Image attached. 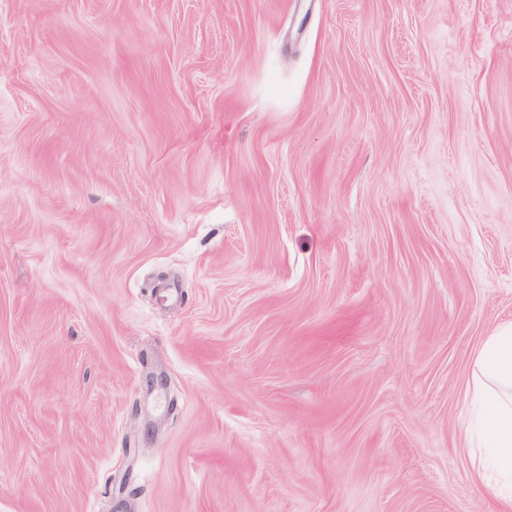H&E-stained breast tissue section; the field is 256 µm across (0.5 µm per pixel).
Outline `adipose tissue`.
<instances>
[{"instance_id": "1", "label": "adipose tissue", "mask_w": 512, "mask_h": 512, "mask_svg": "<svg viewBox=\"0 0 512 512\" xmlns=\"http://www.w3.org/2000/svg\"><path fill=\"white\" fill-rule=\"evenodd\" d=\"M474 365L477 445L487 452L501 512H512V326L488 338Z\"/></svg>"}]
</instances>
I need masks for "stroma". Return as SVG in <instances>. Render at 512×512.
Wrapping results in <instances>:
<instances>
[{
	"label": "stroma",
	"mask_w": 512,
	"mask_h": 512,
	"mask_svg": "<svg viewBox=\"0 0 512 512\" xmlns=\"http://www.w3.org/2000/svg\"><path fill=\"white\" fill-rule=\"evenodd\" d=\"M512 0H0V512H490Z\"/></svg>",
	"instance_id": "35a3bbf8"
}]
</instances>
